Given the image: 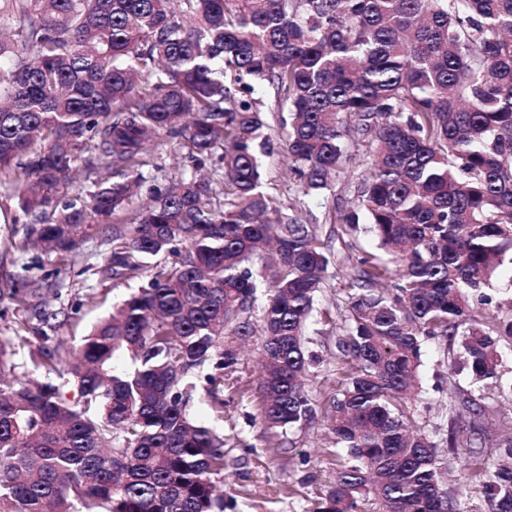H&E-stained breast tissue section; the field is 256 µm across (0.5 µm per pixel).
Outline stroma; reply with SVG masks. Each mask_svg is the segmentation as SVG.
I'll return each instance as SVG.
<instances>
[{"mask_svg":"<svg viewBox=\"0 0 512 512\" xmlns=\"http://www.w3.org/2000/svg\"><path fill=\"white\" fill-rule=\"evenodd\" d=\"M283 129H275L272 142L262 157L265 189L278 200L290 197L292 182L288 176ZM33 217L23 214L13 202L0 204V289L23 277L28 287L40 288L44 278L59 273L56 291L45 294L48 309L56 311L60 326L55 339L78 354L83 336L94 323L109 317L115 304L143 285V278L114 285L103 272L106 245L99 234L84 236L76 257L47 252L33 247L19 252L14 244L35 228ZM260 336H252L240 355L236 376L242 393L224 392L223 412L213 411L206 403L204 390H197L190 411L204 425L224 431L228 445L224 450L225 491L234 501L232 512H312L316 500L327 490V480L341 464L329 445L322 419L278 436L264 433L258 420V386L261 380L258 362ZM422 368V397L418 403V424L426 432L447 427L449 417L466 418L462 402L450 401L449 382L485 406L483 423L492 438L488 440L468 470L467 512L483 507L482 484L497 459L493 438L499 426L512 419V350L503 349L500 383L473 384L468 372L448 375L447 349L436 340L426 341ZM285 448H278V441Z\"/></svg>","mask_w":512,"mask_h":512,"instance_id":"1","label":"stroma"}]
</instances>
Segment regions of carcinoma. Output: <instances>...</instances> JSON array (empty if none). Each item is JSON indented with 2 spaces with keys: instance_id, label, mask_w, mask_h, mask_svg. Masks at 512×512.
<instances>
[{
  "instance_id": "obj_1",
  "label": "carcinoma",
  "mask_w": 512,
  "mask_h": 512,
  "mask_svg": "<svg viewBox=\"0 0 512 512\" xmlns=\"http://www.w3.org/2000/svg\"><path fill=\"white\" fill-rule=\"evenodd\" d=\"M0 197L40 219L31 243L74 254L97 230L104 271L143 274L112 317L28 361L73 381L78 399L21 379L0 342V512H224L227 439L189 413L204 367L224 406L240 341L261 331L259 420L286 431L322 414L347 462L313 512H461L452 458L472 465L483 411L444 433L417 425L422 344L460 346L479 380L512 341L484 292L512 285V0H0ZM273 91L288 113L285 205L262 190L258 148ZM180 139L193 173L145 171V145ZM370 166L351 168V147ZM350 175L359 211L389 255L341 267L327 207ZM152 203L132 211L147 181ZM167 253L169 267L146 259ZM336 336L339 376L308 389L323 359L306 337L315 303ZM32 306L13 285L0 299ZM126 356L132 373L114 366ZM482 486L512 512V422Z\"/></svg>"
}]
</instances>
